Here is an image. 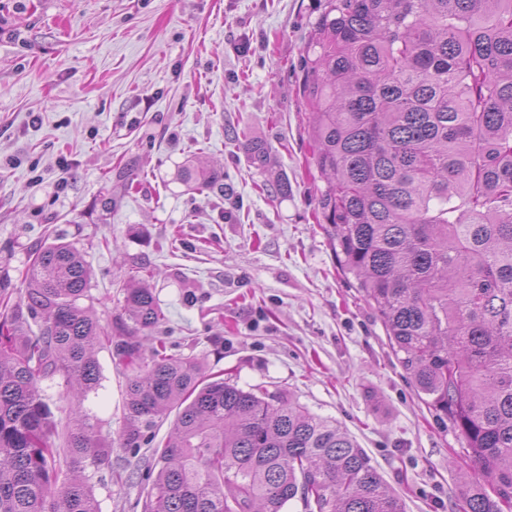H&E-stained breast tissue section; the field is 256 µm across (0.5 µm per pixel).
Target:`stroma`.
<instances>
[{"instance_id":"35a3bbf8","label":"stroma","mask_w":512,"mask_h":512,"mask_svg":"<svg viewBox=\"0 0 512 512\" xmlns=\"http://www.w3.org/2000/svg\"><path fill=\"white\" fill-rule=\"evenodd\" d=\"M324 0H0V299L73 243L103 332L138 276L169 353L346 429L406 512H457L463 441L409 383L322 228L299 64ZM268 149L250 162L249 141ZM208 184H185L186 162ZM84 402L111 453L101 512H143L151 446L121 448L126 372Z\"/></svg>"}]
</instances>
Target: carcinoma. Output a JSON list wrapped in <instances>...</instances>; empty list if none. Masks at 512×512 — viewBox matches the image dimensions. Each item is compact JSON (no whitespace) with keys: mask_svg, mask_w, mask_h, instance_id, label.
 Wrapping results in <instances>:
<instances>
[{"mask_svg":"<svg viewBox=\"0 0 512 512\" xmlns=\"http://www.w3.org/2000/svg\"><path fill=\"white\" fill-rule=\"evenodd\" d=\"M319 204L340 267L386 328L406 377L456 428L485 481L462 512L512 507V0H325L300 63ZM70 243L36 253L21 301L0 309V512H100L86 474L108 453L82 410L97 352L131 374L121 447L175 414L145 512H404L336 423L194 356L148 348L165 313L125 286L132 326L112 342ZM40 323L34 333L29 321ZM75 401L58 432L41 382Z\"/></svg>","mask_w":512,"mask_h":512,"instance_id":"carcinoma-1","label":"carcinoma"}]
</instances>
